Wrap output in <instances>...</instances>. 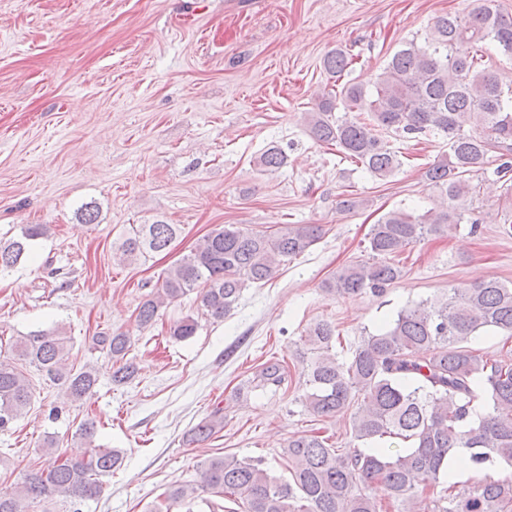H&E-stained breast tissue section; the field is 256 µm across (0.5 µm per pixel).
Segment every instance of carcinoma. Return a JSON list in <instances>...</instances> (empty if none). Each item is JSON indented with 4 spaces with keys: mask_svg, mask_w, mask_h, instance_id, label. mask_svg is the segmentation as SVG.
<instances>
[{
    "mask_svg": "<svg viewBox=\"0 0 512 512\" xmlns=\"http://www.w3.org/2000/svg\"><path fill=\"white\" fill-rule=\"evenodd\" d=\"M493 42L512 54V17L495 0L479 3L463 18H436L424 44L406 43L396 51L369 91L347 81L323 94L317 110L304 113L307 130L318 144L334 146L344 157L385 179L401 160L381 135L441 133L448 154L438 158L425 176L441 198L440 206L420 215L396 209L384 214L367 234L369 260L354 261L323 284L328 294L380 296L402 274L396 258L428 236H445L473 215L470 176L496 177L512 168V76L492 71L483 43ZM352 65L338 49L323 61L339 79ZM341 110L343 115L335 112ZM481 133H466L471 122ZM288 155L278 144L256 158V166L273 175ZM45 224H26L20 235L0 242V274L14 270L31 243L47 234ZM179 225L157 220L130 228L118 247L122 260H138L165 250ZM319 224H285L273 233L228 224L213 230L191 252L170 266L161 281L136 308L139 327L152 326L160 309L194 291L200 307L222 320L244 289L262 285L276 268L309 250L321 238ZM186 317L170 327L182 341L196 332ZM512 338V282L485 278L454 286L434 302L404 307L387 326L363 338L343 362L337 360L336 327L319 322L304 337L312 354L304 368V407L313 416L332 418L349 409L352 436L369 444L339 454L328 438L314 432L288 439L283 455L289 478L272 471L262 458L224 456L201 467L200 481L168 490L150 512H192L202 494L224 498L221 505L205 500L209 512H512V479L485 478L460 489L449 480L448 462L462 450L476 467L502 464L512 468V362L476 353L470 343L480 332ZM94 348L117 368L112 381H132L137 369L125 360L131 346L122 332L93 337ZM9 357L0 359V432L31 406L24 362L65 388L72 402L94 392L96 370L69 362V340L60 331L40 330L19 337ZM289 369L275 356L260 364L253 388L278 390ZM224 428L217 409L197 423L189 441L202 442ZM92 421L77 435L87 445L79 458L57 454L50 438L41 446L45 467L31 468L9 488L0 489V512H27L28 503L62 501L69 512L96 500L103 478L123 461L121 453L93 444ZM384 438L406 443L391 456L375 446Z\"/></svg>",
    "mask_w": 512,
    "mask_h": 512,
    "instance_id": "1",
    "label": "carcinoma"
}]
</instances>
